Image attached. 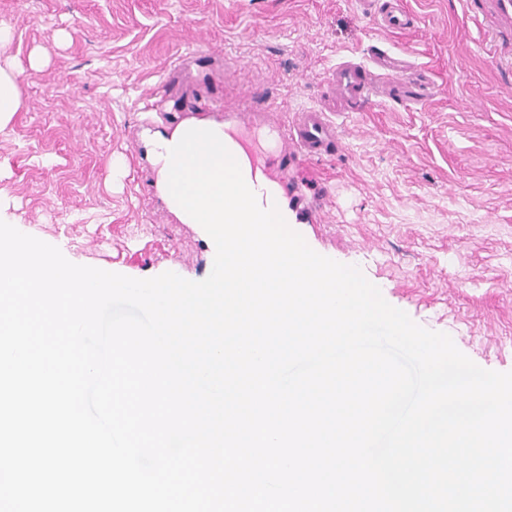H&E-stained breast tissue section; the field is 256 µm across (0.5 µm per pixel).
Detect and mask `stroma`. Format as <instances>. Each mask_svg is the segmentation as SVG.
Instances as JSON below:
<instances>
[{
    "instance_id": "obj_1",
    "label": "stroma",
    "mask_w": 512,
    "mask_h": 512,
    "mask_svg": "<svg viewBox=\"0 0 512 512\" xmlns=\"http://www.w3.org/2000/svg\"><path fill=\"white\" fill-rule=\"evenodd\" d=\"M402 2L414 24L392 32L360 0H0V66L22 99L0 129V220L78 265L203 280L205 230L152 195L133 152L148 99L221 102L262 153L264 113L290 124L338 64L397 54L427 101L373 88L336 117L335 152L289 159L281 196L315 252L478 366L512 371V25L494 0Z\"/></svg>"
}]
</instances>
